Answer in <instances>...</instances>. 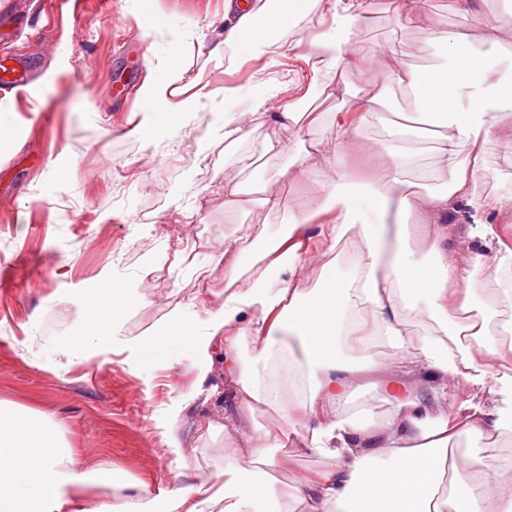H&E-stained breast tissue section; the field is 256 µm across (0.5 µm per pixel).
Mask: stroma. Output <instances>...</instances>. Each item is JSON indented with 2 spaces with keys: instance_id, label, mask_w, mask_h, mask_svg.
Listing matches in <instances>:
<instances>
[{
  "instance_id": "1",
  "label": "stroma",
  "mask_w": 512,
  "mask_h": 512,
  "mask_svg": "<svg viewBox=\"0 0 512 512\" xmlns=\"http://www.w3.org/2000/svg\"><path fill=\"white\" fill-rule=\"evenodd\" d=\"M423 23L400 25L395 0H366L361 41L397 45L417 67L439 63L427 46L433 26L469 34L485 9L512 15V0H426ZM309 21L285 33L280 63L225 47L224 0H0V58L35 67L32 84L0 94V401L49 416L82 467L111 465L123 480H142L154 494L190 482L210 484L224 466L223 424L231 382L223 360L199 381L194 352L172 337L158 349L141 342L181 312L204 332L224 302V239L256 223L251 190L287 202L320 190L282 176L283 158L260 138L244 146L255 166L243 168L224 146V115L251 107L258 79L282 84L281 105L311 112L306 141L325 137L337 113L356 112L361 94L383 89L378 68H348L337 78L312 70L313 40L332 26L329 0H306ZM172 67L201 81L210 98L181 95L171 124H155L141 88ZM337 96L322 95L329 80ZM241 95L225 101L224 85ZM122 87L116 99L110 88ZM249 186L235 202L224 184ZM125 284L128 306L113 340L79 346L102 278ZM182 448L172 452L167 434ZM190 470H183V460Z\"/></svg>"
}]
</instances>
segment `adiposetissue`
Wrapping results in <instances>:
<instances>
[{
	"label": "adipose tissue",
	"mask_w": 512,
	"mask_h": 512,
	"mask_svg": "<svg viewBox=\"0 0 512 512\" xmlns=\"http://www.w3.org/2000/svg\"><path fill=\"white\" fill-rule=\"evenodd\" d=\"M364 0H331L333 26L311 47L315 71L348 66H380L386 86L405 92L418 118L437 127L430 159L407 146L382 147L379 173L363 181L349 178L345 157L360 146V127L368 118L386 123L382 93L361 98L356 122L337 121L327 138L305 143L296 135L298 114L277 112L262 135L266 152L285 157L283 174L302 181L322 172L317 195L286 205L273 193L257 204L269 214L287 212L279 233L249 225L224 241V303L211 311L206 334L197 335L181 314L145 338L144 346L179 336L193 348L200 377L210 371V349L224 345V373L235 382V412L225 418L234 432L230 461L214 482L201 488L180 482L169 495L172 512H290L299 501L307 512H512V460L495 463L471 457L465 467L448 461V446L470 447L512 430V245L491 224L488 212L512 210V189L495 197L475 194L476 174L496 179L484 155L497 143L512 166V71L497 68L496 56L512 50V20L480 17L481 46L467 35L435 28L430 39L448 63L417 68L397 49L380 50L357 42ZM225 46L258 47L268 62L282 56L278 30L290 16L266 0H226ZM182 70L152 81L144 90L156 123L177 114ZM467 208L471 219L467 258L449 266L448 214ZM393 216L394 235L384 224L368 222L365 211ZM346 244L354 264L346 278L336 275L332 254ZM324 246L329 255L322 286L300 288L302 261ZM497 285L483 310H474L477 281ZM88 303L95 313L89 338L108 343L112 320L122 310L120 283L106 279ZM426 304L434 323L416 335L410 316ZM295 339L303 357L294 377L287 358L275 352ZM387 339V359L367 363L346 356V348ZM251 349L263 369H246L241 353ZM465 385L487 393L486 401L456 404L453 390ZM367 388L387 405L383 416L364 422L346 409L355 392ZM278 408L289 424L302 428L301 445L333 460L331 469L295 476L276 484L271 472L288 467L275 457L283 430H245L243 419L258 405ZM49 419L37 410L0 404V512H73L74 499L87 487L117 482L107 468L82 469L72 448L45 440ZM124 492L110 501L86 500L82 512H158L148 483H121Z\"/></svg>",
	"instance_id": "obj_1"
}]
</instances>
